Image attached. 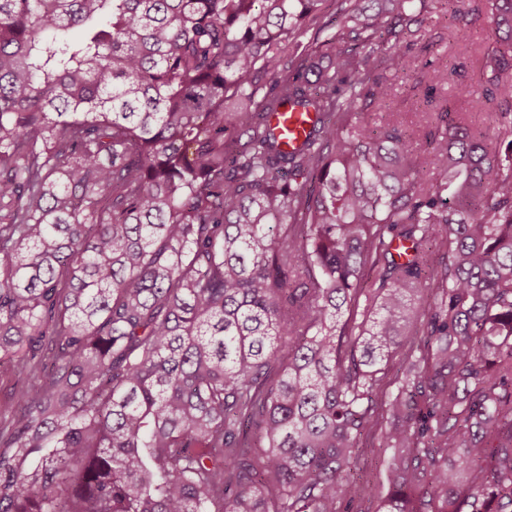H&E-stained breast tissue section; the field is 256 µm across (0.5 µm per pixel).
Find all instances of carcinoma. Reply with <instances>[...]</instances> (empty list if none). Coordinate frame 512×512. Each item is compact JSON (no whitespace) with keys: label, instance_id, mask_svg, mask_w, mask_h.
<instances>
[{"label":"carcinoma","instance_id":"cac0c4a2","mask_svg":"<svg viewBox=\"0 0 512 512\" xmlns=\"http://www.w3.org/2000/svg\"><path fill=\"white\" fill-rule=\"evenodd\" d=\"M323 2L0 0V512H512V0L417 152L453 0ZM465 5L462 2H453L448 11V16H445L439 9L431 14H425V22L421 30L413 37L407 39L417 43L416 48L428 46L429 50L423 52L420 58H432L433 54L438 51L442 56L443 65L450 66L455 57L461 53L460 50L450 48L448 44V34L452 18L450 16L452 10H463ZM421 75L418 69L409 76L399 75L398 77L387 73L388 83L394 86V95L386 104H373L366 107L362 112V120L372 127L379 126L389 118V113H394L402 118L406 125L417 130L415 138L409 142V148L423 149L425 146L422 137L423 126L426 122V115L421 112H433L432 108H426L422 103V89L424 84L414 88L416 80ZM477 86L475 76L470 73L466 78L459 79L445 86V94L443 95L448 97V101L451 105L460 110L464 105V100L470 93L477 90ZM301 113L309 112H297L291 106H286L272 116L274 124H283L288 127V134L292 135L291 137L288 136V150L298 146L303 141L312 123L313 114L308 115L309 120H304Z\"/></svg>","mask_w":512,"mask_h":512}]
</instances>
